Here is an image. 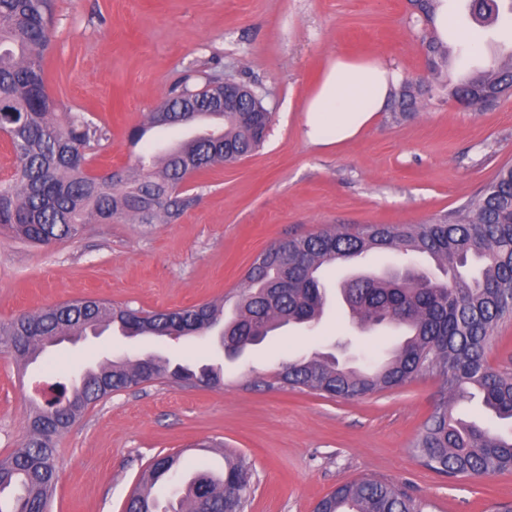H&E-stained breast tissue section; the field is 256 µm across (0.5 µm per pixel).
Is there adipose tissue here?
<instances>
[{
    "label": "adipose tissue",
    "instance_id": "obj_1",
    "mask_svg": "<svg viewBox=\"0 0 512 512\" xmlns=\"http://www.w3.org/2000/svg\"><path fill=\"white\" fill-rule=\"evenodd\" d=\"M397 79L377 57L330 58L305 104L307 138L330 146L356 137L374 122Z\"/></svg>",
    "mask_w": 512,
    "mask_h": 512
}]
</instances>
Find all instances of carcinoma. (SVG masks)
Masks as SVG:
<instances>
[{
    "label": "carcinoma",
    "mask_w": 512,
    "mask_h": 512,
    "mask_svg": "<svg viewBox=\"0 0 512 512\" xmlns=\"http://www.w3.org/2000/svg\"><path fill=\"white\" fill-rule=\"evenodd\" d=\"M422 18L426 69L448 66V43L435 31L437 0H407ZM512 14V0H469L470 13L496 20ZM54 0H0V131L6 134L13 174L0 180V231L22 241L49 244L74 239L88 224H112L128 217L151 224L178 218L186 206L183 187L193 176L220 163L242 160L265 141L271 113L262 99L246 112H225L224 95L213 79L192 83L184 77L146 121L130 129L136 142L149 128L182 124L180 113L219 114L220 137L198 134L179 150L141 156L100 180L88 167L86 150L106 133L85 115L65 112L47 92L45 60L54 37ZM512 89V64L501 63L470 76L451 96L478 109ZM421 88L403 82L394 89L391 111H418ZM372 252L424 256L448 279L438 281L406 268L401 273L352 277L340 288L349 323L362 332L377 326L405 327L408 337L393 356L373 370L347 367L317 355L291 362L278 373L283 387L321 396L364 397L408 384L427 374L444 381L442 396L426 419L413 452L425 468L449 477H488L512 472V431L507 434L462 422L453 403L474 388L486 411L512 420V373L488 361L498 327L512 319V166H501L464 207L444 220L424 224H367L324 229L278 241L260 253L246 271L245 287L233 319L222 322L224 302L144 311L107 301L61 302L35 314L0 324V345L26 365L35 363L63 336H82L90 327H131L139 336H204L224 324V346L239 355L285 327L314 326L324 313L327 289L320 271ZM155 380L193 382L201 375L220 385L209 366L194 371L153 355L135 362L112 360L83 373L79 384L34 408L29 437L0 458V512H48L59 482L53 437L69 429L103 398L142 382L143 367ZM179 456L150 462L131 491L125 512H245L251 473L243 460L224 457L215 475L195 472L184 495L160 508L155 485L178 470ZM427 504L399 487L362 479L343 484L322 499L314 512H426Z\"/></svg>",
    "instance_id": "obj_1"
}]
</instances>
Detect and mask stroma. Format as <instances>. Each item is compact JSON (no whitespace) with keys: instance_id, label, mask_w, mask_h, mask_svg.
<instances>
[{"instance_id":"35a3bbf8","label":"stroma","mask_w":512,"mask_h":512,"mask_svg":"<svg viewBox=\"0 0 512 512\" xmlns=\"http://www.w3.org/2000/svg\"><path fill=\"white\" fill-rule=\"evenodd\" d=\"M481 38L472 53L456 32ZM47 86L61 104L103 127L91 165L124 168L187 129L129 130L187 71L235 75L272 113L251 156L189 180L190 198L169 222L89 224L53 246L0 235V323L69 299L96 298L147 311L239 294L254 258L283 238L332 225L419 224L465 205L512 163V93L474 112L448 96L512 51V18L481 26L467 0H448L450 59L418 111L383 110L340 145L311 144L305 101L329 57L376 56L400 81L427 79L406 0H55ZM428 80V79H427ZM399 338L360 333L329 301L310 330H282L237 359L210 338L126 339L112 332L63 343L20 368L0 348V455L26 439V417L55 382L89 366L150 353L224 367L216 388L157 381L112 393L56 441L60 480L51 512H122L148 463L180 453L181 466L154 488L159 501L187 476L245 458L246 512H312L337 486L364 478L395 483L428 512H499L512 503V473L450 477L417 463L412 445L444 392L426 376L358 400L283 388L282 362L332 353L369 368Z\"/></svg>"}]
</instances>
